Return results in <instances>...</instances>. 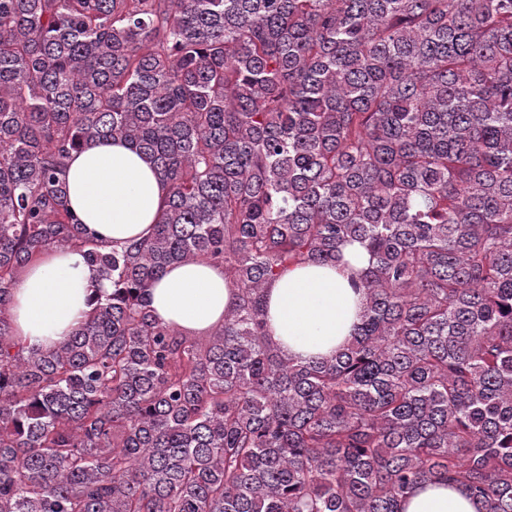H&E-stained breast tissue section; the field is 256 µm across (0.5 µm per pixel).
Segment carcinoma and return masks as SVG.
<instances>
[{
  "mask_svg": "<svg viewBox=\"0 0 512 512\" xmlns=\"http://www.w3.org/2000/svg\"><path fill=\"white\" fill-rule=\"evenodd\" d=\"M119 139L167 187L110 251L70 155ZM370 255L321 360L265 333L289 267ZM84 251L109 291L28 349L19 270ZM236 301L159 322L174 264ZM512 512V0H0V512H402L427 483ZM155 315L164 324L193 333L208 332L224 322L232 306V288L224 280V267L212 263L179 264L150 288Z\"/></svg>",
  "mask_w": 512,
  "mask_h": 512,
  "instance_id": "carcinoma-1",
  "label": "carcinoma"
}]
</instances>
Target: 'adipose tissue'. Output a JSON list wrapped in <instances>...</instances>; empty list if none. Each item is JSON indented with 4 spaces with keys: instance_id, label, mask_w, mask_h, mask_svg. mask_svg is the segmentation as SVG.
Masks as SVG:
<instances>
[{
    "instance_id": "ef3b65f1",
    "label": "adipose tissue",
    "mask_w": 512,
    "mask_h": 512,
    "mask_svg": "<svg viewBox=\"0 0 512 512\" xmlns=\"http://www.w3.org/2000/svg\"><path fill=\"white\" fill-rule=\"evenodd\" d=\"M68 203L103 249L151 235L166 188L152 166L127 143L105 140L72 153L66 168ZM369 257L347 247L339 264L291 267L266 290L268 334L288 356L321 359L339 349L359 321L362 296L351 278ZM108 286L77 249L52 251L23 268L9 316L24 346L50 348L65 340ZM151 306L168 325L201 333L221 325L234 302L223 266L179 264L150 290ZM403 512H477L461 487L425 484L408 495Z\"/></svg>"
}]
</instances>
